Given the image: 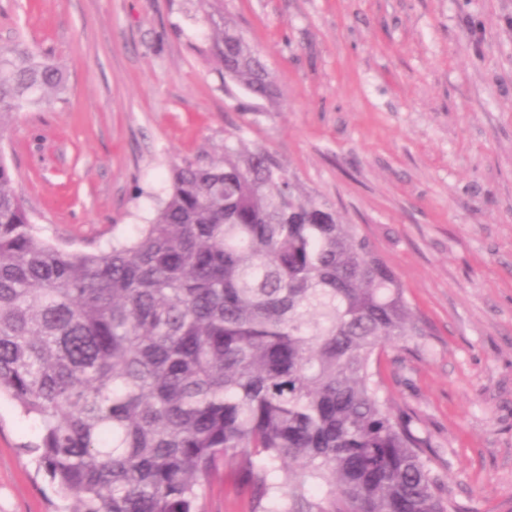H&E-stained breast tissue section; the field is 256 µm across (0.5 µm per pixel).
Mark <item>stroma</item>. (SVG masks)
Masks as SVG:
<instances>
[{"label": "stroma", "mask_w": 512, "mask_h": 512, "mask_svg": "<svg viewBox=\"0 0 512 512\" xmlns=\"http://www.w3.org/2000/svg\"><path fill=\"white\" fill-rule=\"evenodd\" d=\"M221 12L261 56L256 99L200 54ZM61 66V102L0 133L14 188L74 252L128 238L168 170L265 149L357 225L423 330L388 348L383 393L476 512H512V0H0V45ZM0 398V512H65ZM227 467L205 512H253Z\"/></svg>", "instance_id": "35a3bbf8"}]
</instances>
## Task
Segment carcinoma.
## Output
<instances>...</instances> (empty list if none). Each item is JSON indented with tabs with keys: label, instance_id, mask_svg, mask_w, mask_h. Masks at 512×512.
I'll list each match as a JSON object with an SVG mask.
<instances>
[{
	"label": "carcinoma",
	"instance_id": "cac0c4a2",
	"mask_svg": "<svg viewBox=\"0 0 512 512\" xmlns=\"http://www.w3.org/2000/svg\"><path fill=\"white\" fill-rule=\"evenodd\" d=\"M204 56L251 96L258 53L209 16ZM65 89L0 46V128ZM422 332L391 267L262 148L184 159L148 223L72 252L44 238L0 155V396L73 512H204L236 467L258 512H474L382 395L387 348Z\"/></svg>",
	"mask_w": 512,
	"mask_h": 512
}]
</instances>
